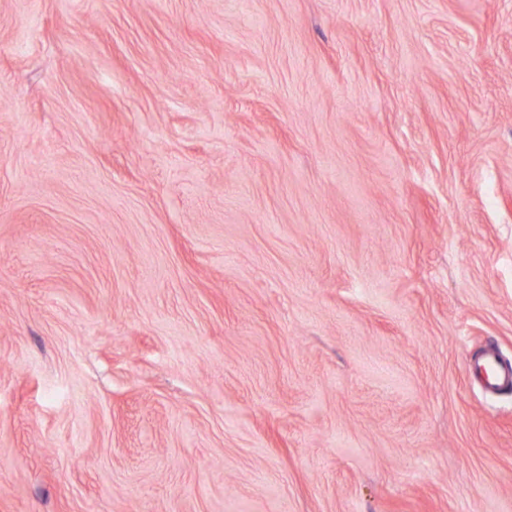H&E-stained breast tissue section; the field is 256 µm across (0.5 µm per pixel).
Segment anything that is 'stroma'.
I'll use <instances>...</instances> for the list:
<instances>
[{
    "label": "stroma",
    "mask_w": 512,
    "mask_h": 512,
    "mask_svg": "<svg viewBox=\"0 0 512 512\" xmlns=\"http://www.w3.org/2000/svg\"><path fill=\"white\" fill-rule=\"evenodd\" d=\"M512 0H0V512H512ZM479 370L484 373L483 377L490 387L512 385V365L504 366L494 352H489L484 356Z\"/></svg>",
    "instance_id": "obj_1"
}]
</instances>
